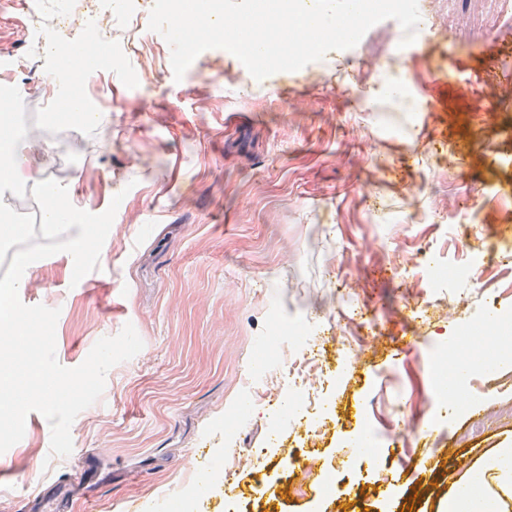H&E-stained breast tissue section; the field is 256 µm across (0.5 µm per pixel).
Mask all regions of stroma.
Segmentation results:
<instances>
[{
	"label": "stroma",
	"mask_w": 512,
	"mask_h": 512,
	"mask_svg": "<svg viewBox=\"0 0 512 512\" xmlns=\"http://www.w3.org/2000/svg\"><path fill=\"white\" fill-rule=\"evenodd\" d=\"M23 3L0 0V78L28 123L17 137L28 160L0 190V213L35 223L47 179L70 191L74 216L111 232L106 258L87 255L82 274L71 238L41 246L20 299L59 309L65 367L128 323L144 347L77 416L69 456L51 455L48 421L28 415L0 454V512H30L102 448L93 502L72 512H155L223 457L239 498L215 493L203 512H445L468 468L512 448V367L459 378L482 399L460 413L434 377L442 345L512 310V85L490 65L512 66V18L499 0H420L434 29L400 63H386L398 34L387 19L352 49L261 81L223 49L178 81L161 34L141 29L140 53L116 35L82 103L98 123L40 137L29 129L51 122L58 56L36 46ZM489 101L497 112L482 114ZM487 189L496 204L480 203ZM276 324L330 336L321 360L343 370L334 424L311 444L290 437L289 463L257 455L270 439L263 398L288 366L254 368ZM363 410L384 449L352 457L327 500L301 468L311 452L336 460ZM416 427L433 433L415 440ZM425 456L432 469L417 473Z\"/></svg>",
	"instance_id": "35a3bbf8"
}]
</instances>
